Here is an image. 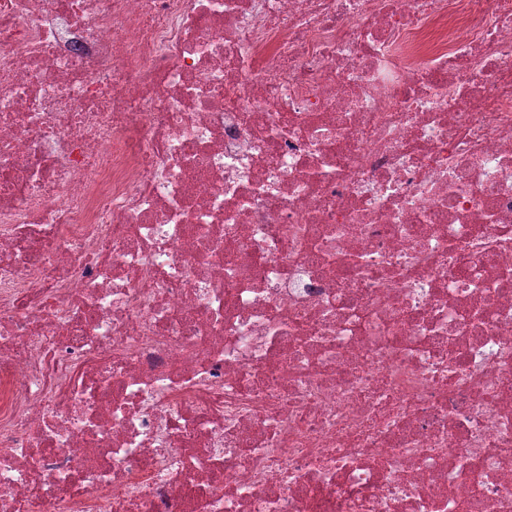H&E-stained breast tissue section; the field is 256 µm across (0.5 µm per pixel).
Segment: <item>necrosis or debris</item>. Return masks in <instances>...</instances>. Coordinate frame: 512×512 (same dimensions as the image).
<instances>
[{
	"instance_id": "1",
	"label": "necrosis or debris",
	"mask_w": 512,
	"mask_h": 512,
	"mask_svg": "<svg viewBox=\"0 0 512 512\" xmlns=\"http://www.w3.org/2000/svg\"><path fill=\"white\" fill-rule=\"evenodd\" d=\"M0 512H512V0H0Z\"/></svg>"
}]
</instances>
